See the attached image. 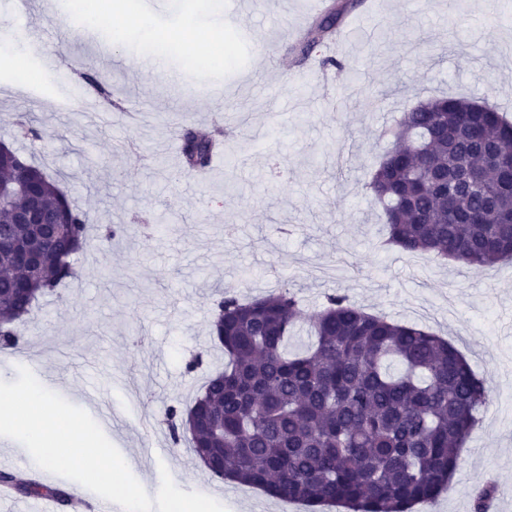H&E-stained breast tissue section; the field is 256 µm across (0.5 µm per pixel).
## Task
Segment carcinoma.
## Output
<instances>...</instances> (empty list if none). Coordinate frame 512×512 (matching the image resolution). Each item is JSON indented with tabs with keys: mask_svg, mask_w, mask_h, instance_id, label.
I'll return each mask as SVG.
<instances>
[{
	"mask_svg": "<svg viewBox=\"0 0 512 512\" xmlns=\"http://www.w3.org/2000/svg\"><path fill=\"white\" fill-rule=\"evenodd\" d=\"M358 0H334L300 44L309 55L336 35ZM187 170L211 168L214 138L184 129ZM398 144L366 188L385 217L386 245L467 267L512 259V123L486 101L438 97L403 112ZM39 197L66 224H16L0 211V237L40 257L35 276L0 250V347H17V328L38 297L76 277L87 246L86 215L31 159L0 154V196L20 208ZM311 344L289 351L301 324ZM224 351L216 373L185 408L166 407L174 443L189 444L213 478L232 479L282 502L347 512H413L437 500L456 473L460 448L479 424L489 390L464 355L426 328L368 313L341 293L303 318L287 290L242 301L222 293L210 324ZM0 489L46 493L74 505L62 489L0 471Z\"/></svg>",
	"mask_w": 512,
	"mask_h": 512,
	"instance_id": "carcinoma-1",
	"label": "carcinoma"
}]
</instances>
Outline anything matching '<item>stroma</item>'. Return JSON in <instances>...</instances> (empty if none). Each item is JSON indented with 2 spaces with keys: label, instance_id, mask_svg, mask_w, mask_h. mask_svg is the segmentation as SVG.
Returning a JSON list of instances; mask_svg holds the SVG:
<instances>
[{
  "label": "stroma",
  "instance_id": "35a3bbf8",
  "mask_svg": "<svg viewBox=\"0 0 512 512\" xmlns=\"http://www.w3.org/2000/svg\"><path fill=\"white\" fill-rule=\"evenodd\" d=\"M72 0H0V27L68 64L105 73L113 108L97 94L56 111L52 83L26 86L0 59V140L31 153L59 181L89 223L117 228L75 258L77 278L43 296L0 380L18 367L73 405L97 404L122 417L106 436L148 495L161 469L183 491L226 512H314L248 486L211 479L185 445L140 451V420L166 431L172 400L189 404L223 358L209 335L216 290L250 299L290 289L306 314L338 291L372 314L417 323L448 339L485 379L490 393L460 466L434 503L415 512H472L475 491L498 494L490 512H512V261L467 268L378 247L381 209L364 184L393 141L405 107L446 93L497 104L512 119V23L503 0H464L448 26V0H363L342 28L353 33L337 60L325 51L298 60L295 29L317 15L316 0H263L265 18L214 12L200 0H90L124 26L121 45L82 38ZM231 47L232 64L200 69L185 54ZM165 46L166 76L150 69L145 46ZM41 141L21 138L19 124ZM236 131L232 163L204 175L163 151L183 128ZM201 365H194L195 357Z\"/></svg>",
  "mask_w": 512,
  "mask_h": 512
}]
</instances>
